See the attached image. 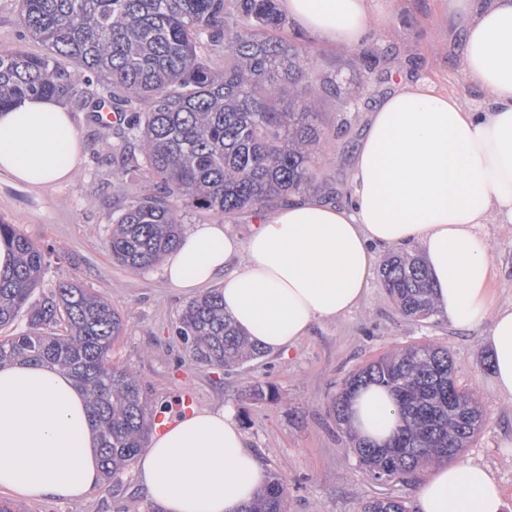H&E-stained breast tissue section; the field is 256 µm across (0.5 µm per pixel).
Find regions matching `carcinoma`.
<instances>
[{
    "instance_id": "carcinoma-1",
    "label": "carcinoma",
    "mask_w": 512,
    "mask_h": 512,
    "mask_svg": "<svg viewBox=\"0 0 512 512\" xmlns=\"http://www.w3.org/2000/svg\"><path fill=\"white\" fill-rule=\"evenodd\" d=\"M20 21L46 53L0 49V109L27 96L81 99V78L99 92L84 104L127 113L125 132L139 142L154 190L133 199L113 220L112 259L132 270L157 263L180 242V202L220 221L245 210L270 209L290 195L336 189L318 182L329 161L321 101L309 89V47L283 35L276 0H17ZM288 110H283V98ZM0 237L15 254L0 278V364L50 363L67 371L86 395L97 433L102 473L110 481L137 457L151 422L138 375L112 362L124 331L105 298L75 282L31 297L45 269L43 250L14 225ZM384 286L401 312L424 321L435 310L422 260L383 264ZM26 316L25 329L12 330ZM176 333L192 361L233 368L264 356L224 314V297L210 290L183 309ZM448 349L411 345L354 373L332 406L347 421L351 396L363 385L389 388L401 416L387 445L354 440L373 480L391 482L425 465L449 464L479 430L473 395H448ZM246 512H288V484L274 474ZM361 512H409L393 496L363 503Z\"/></svg>"
}]
</instances>
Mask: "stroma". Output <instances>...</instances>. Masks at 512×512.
I'll use <instances>...</instances> for the list:
<instances>
[{"instance_id":"35a3bbf8","label":"stroma","mask_w":512,"mask_h":512,"mask_svg":"<svg viewBox=\"0 0 512 512\" xmlns=\"http://www.w3.org/2000/svg\"><path fill=\"white\" fill-rule=\"evenodd\" d=\"M374 19L362 50L373 68L351 65L348 51L307 35L318 78L338 84L351 108L334 95L321 103L320 120L335 130L327 147L330 164L320 177L345 199L356 143L368 113L403 84L426 85L456 96L481 112L486 98L463 72V22L448 13L446 0H368ZM43 54V46L22 28L16 0H0V48ZM80 135V162L67 183L30 189L0 175V221L17 229L46 253V270L35 299L62 282H77L109 300L125 330L112 347L114 362L136 372L153 409L178 414L184 393L200 407L232 406L268 473L288 481V512H359L373 497L397 496L415 505L424 477L390 482L371 480L359 466L344 426L331 402L346 381L371 361L401 346L430 343L447 348L461 388L474 393L486 421L462 458L485 466L512 505V399L489 388L484 327L455 331L434 317L419 322L404 316L373 275L362 304L337 320L316 323L309 336L288 351L230 370L196 366L175 332L192 292L169 287L162 265L131 271L113 261L106 242L112 221L128 203L150 193L146 178L130 179L106 157L137 153V141L122 137L114 122L108 139L89 107L67 102ZM492 247L498 303H512V224H486ZM262 386L267 397L247 391ZM17 512H162L140 490L133 470H125L79 501L16 500Z\"/></svg>"}]
</instances>
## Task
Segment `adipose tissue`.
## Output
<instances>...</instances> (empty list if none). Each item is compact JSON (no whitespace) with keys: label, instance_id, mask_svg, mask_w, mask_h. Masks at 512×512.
I'll return each mask as SVG.
<instances>
[{"label":"adipose tissue","instance_id":"adipose-tissue-1","mask_svg":"<svg viewBox=\"0 0 512 512\" xmlns=\"http://www.w3.org/2000/svg\"><path fill=\"white\" fill-rule=\"evenodd\" d=\"M321 41L359 48L371 25L366 0H282ZM464 18L466 78L486 111L455 96L404 85L369 115L353 157L348 199L295 195L261 213L247 240L224 224L194 225L164 261L176 288L220 283L224 311L254 344L277 352L314 323L363 301L380 250L417 247L437 312L457 329L487 323L493 391L512 398V305H494V264L480 228L512 224V0H448ZM79 154L71 112L44 97L0 111V173L43 188L69 180ZM351 423L385 442L400 423L384 388L362 390ZM140 486L163 512H243L267 483L232 411L174 417L134 461ZM101 481L84 394L56 366H0V491L26 500H78ZM417 512H505L481 465L440 466L420 485Z\"/></svg>","mask_w":512,"mask_h":512}]
</instances>
